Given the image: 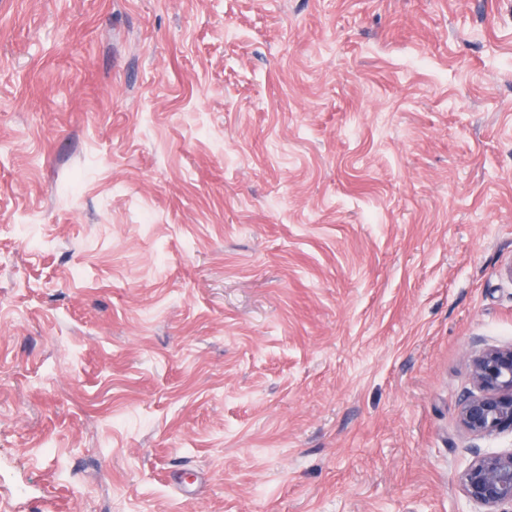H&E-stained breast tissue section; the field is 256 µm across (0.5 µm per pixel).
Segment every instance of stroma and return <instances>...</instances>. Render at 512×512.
I'll use <instances>...</instances> for the list:
<instances>
[{
	"label": "stroma",
	"instance_id": "35a3bbf8",
	"mask_svg": "<svg viewBox=\"0 0 512 512\" xmlns=\"http://www.w3.org/2000/svg\"><path fill=\"white\" fill-rule=\"evenodd\" d=\"M509 344L512 0H0V512H481ZM474 390L461 400L458 420L475 436L512 431V346H491L471 361Z\"/></svg>",
	"mask_w": 512,
	"mask_h": 512
}]
</instances>
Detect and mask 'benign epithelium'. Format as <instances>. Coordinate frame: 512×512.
I'll return each instance as SVG.
<instances>
[{"label":"benign epithelium","instance_id":"benign-epithelium-1","mask_svg":"<svg viewBox=\"0 0 512 512\" xmlns=\"http://www.w3.org/2000/svg\"><path fill=\"white\" fill-rule=\"evenodd\" d=\"M474 390L461 400L458 420L475 436L512 431V346H491L472 358ZM464 495L483 512H512V451L478 455L460 474Z\"/></svg>","mask_w":512,"mask_h":512}]
</instances>
